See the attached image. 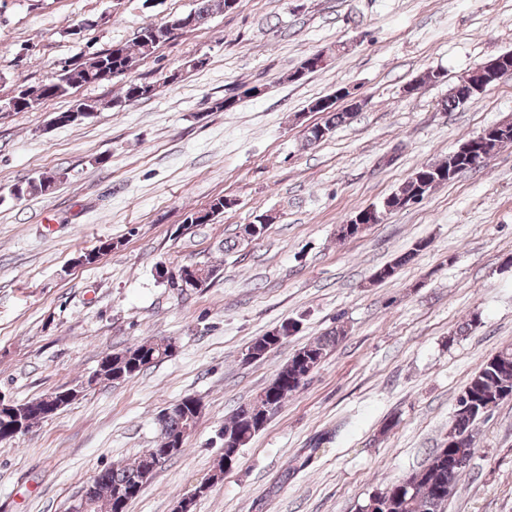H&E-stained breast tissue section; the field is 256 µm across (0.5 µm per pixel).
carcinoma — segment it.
Listing matches in <instances>:
<instances>
[{"label":"carcinoma","instance_id":"cac0c4a2","mask_svg":"<svg viewBox=\"0 0 512 512\" xmlns=\"http://www.w3.org/2000/svg\"><path fill=\"white\" fill-rule=\"evenodd\" d=\"M235 0H195L191 13L195 17V27L205 25L214 15L232 8ZM183 15L170 17L162 24H150L141 28L130 44L116 43L107 49L91 54L83 62H64L59 73L37 85L16 90L0 97V112H29L43 101L67 96L77 87L88 84H101V73L106 71L112 78H119L129 72L136 58H147L160 46L171 40L172 31L178 29ZM487 83L481 72L465 76L457 84L465 85L468 98L483 92ZM157 90L155 82H128L123 94L112 99V107L120 108L130 101L152 97ZM357 111L338 112L330 107L325 109L322 123L324 134L316 130L306 131L309 145L320 143L324 135L331 134L336 127L350 122ZM512 143V124H508V135L489 137L478 143V148L461 159L448 156L434 164H426L402 183L376 207L375 214L403 209L402 201L409 198H424L433 188L453 180L459 173L481 167L489 156L503 144ZM51 185L43 181L27 180L17 183L13 190L22 195L46 192ZM430 246L428 241H420L412 251L397 257L393 262L376 270L374 277L383 282L395 276L398 268L409 263L415 255ZM299 322L292 321V327L280 324V329L256 338L247 346L249 356L254 360L264 359L276 350L284 339L293 335ZM344 336V331L333 327L324 335L304 344L288 360L279 366L272 381L253 398L240 405L224 425V452L214 466L211 475L197 487L198 494L206 493L221 481L227 467H233L243 448L268 423L265 416L266 405L282 407L308 377L321 365L329 351ZM156 340L145 339L118 352L101 358L97 373L111 383L127 381L140 372L159 363V353L154 351ZM512 396V348L506 347L494 355L481 360L470 382L457 400L455 410L448 424V436L444 446L436 449L427 464L412 472L411 487L404 482L393 481L384 491L372 494L362 506L363 512H443V506L455 492L465 467L462 461L474 455L473 430L481 417L497 406L500 401ZM191 396L182 397L159 416L158 437L155 447L147 449L131 463L117 462L98 470L94 479L95 495L91 498L90 512H127L129 503L142 491L146 480L145 473L154 463L163 448L174 452L167 460L184 451L175 446L195 431L200 412L190 403ZM25 409L26 426L44 416L40 398L22 403ZM20 435L24 431L17 420L3 411L0 412V443Z\"/></svg>","mask_w":512,"mask_h":512}]
</instances>
